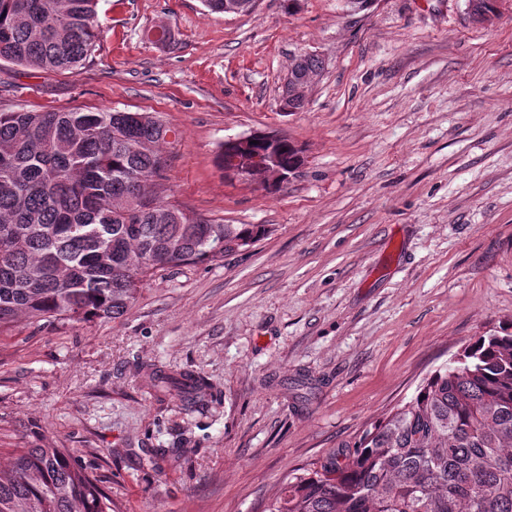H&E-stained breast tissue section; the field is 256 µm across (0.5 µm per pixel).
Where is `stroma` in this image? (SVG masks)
I'll use <instances>...</instances> for the list:
<instances>
[{"mask_svg": "<svg viewBox=\"0 0 512 512\" xmlns=\"http://www.w3.org/2000/svg\"><path fill=\"white\" fill-rule=\"evenodd\" d=\"M97 22L77 73L0 62V109L159 115L179 134L173 202L268 233L159 273L120 319L0 335V464L70 448L112 512H262L464 346L512 332V0L484 23L467 0H99ZM303 53L324 70L286 112ZM268 131L302 147L299 174L225 178L224 142ZM152 364L213 389L184 407ZM318 69H321L320 60L312 54H303L297 57V60L292 67V69L288 73V78L286 79V83L288 82V90L285 86L284 91V108H288L287 112H297L304 108L305 102H296L291 98H287L286 96H290V88L295 82H299V80L305 76L308 72H314Z\"/></svg>", "mask_w": 512, "mask_h": 512, "instance_id": "1", "label": "stroma"}]
</instances>
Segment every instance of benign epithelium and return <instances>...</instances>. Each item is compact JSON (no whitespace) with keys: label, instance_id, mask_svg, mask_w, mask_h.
Returning <instances> with one entry per match:
<instances>
[{"label":"benign epithelium","instance_id":"7a95c632","mask_svg":"<svg viewBox=\"0 0 512 512\" xmlns=\"http://www.w3.org/2000/svg\"><path fill=\"white\" fill-rule=\"evenodd\" d=\"M282 135L274 132H256L228 140L236 147L234 156L226 162L224 175L249 180L260 175L269 184L284 182L290 178L288 168L281 162L276 146ZM267 145L265 150L254 149L252 142Z\"/></svg>","mask_w":512,"mask_h":512}]
</instances>
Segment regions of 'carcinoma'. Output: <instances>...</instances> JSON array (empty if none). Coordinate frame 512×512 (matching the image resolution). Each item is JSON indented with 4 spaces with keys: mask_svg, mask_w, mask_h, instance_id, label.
<instances>
[{
    "mask_svg": "<svg viewBox=\"0 0 512 512\" xmlns=\"http://www.w3.org/2000/svg\"><path fill=\"white\" fill-rule=\"evenodd\" d=\"M99 0H0V60L75 72L99 37ZM496 0H468L476 21ZM320 60L303 54L292 86ZM178 132L148 112L0 111V334L19 319L81 324L124 315L144 280L216 261L267 234L211 224L169 201ZM186 406L212 384L154 367ZM0 512H112L68 448H18L0 468ZM264 512H512V333L464 347L411 401L285 480Z\"/></svg>",
    "mask_w": 512,
    "mask_h": 512,
    "instance_id": "cac0c4a2",
    "label": "carcinoma"
}]
</instances>
